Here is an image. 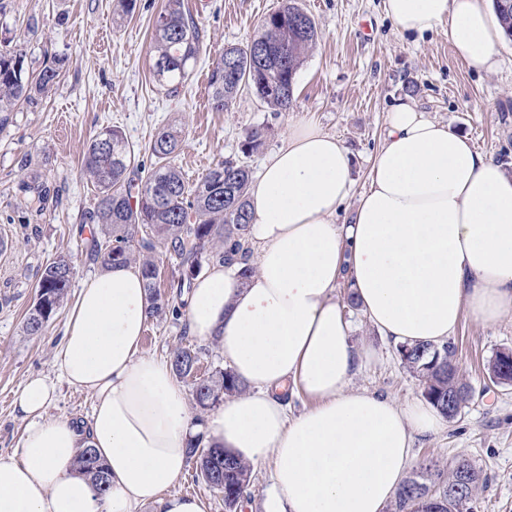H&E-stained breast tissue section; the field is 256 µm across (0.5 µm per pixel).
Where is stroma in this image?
<instances>
[{
	"label": "stroma",
	"instance_id": "35a3bbf8",
	"mask_svg": "<svg viewBox=\"0 0 512 512\" xmlns=\"http://www.w3.org/2000/svg\"><path fill=\"white\" fill-rule=\"evenodd\" d=\"M283 2L187 0L200 29V52L188 79L170 95L156 82L151 59L155 21L166 0H137L127 17L119 0H0V45L19 46L27 70L41 69L49 53L69 61L59 83L13 112L0 131L1 452L13 451L25 428L13 410L16 391L30 376L54 377L53 353L67 305L83 281L102 269L87 255L91 236L101 228L82 225L96 201L82 173L84 155L102 128H118L145 161L144 147L156 129L177 126L184 142L174 164L193 186L227 158L246 159L252 172H259L295 125L314 123L336 135L352 155L354 194L340 209L343 220L368 182L370 160L398 100H409L428 118L462 132L478 150L512 162V37L498 47V66L490 72L459 61L445 30L400 33L382 0H297L314 20L318 41L297 71L292 108L275 111L245 90L228 110H214L208 86L213 62L225 47L257 37L265 17ZM263 126L268 129L263 145L243 157L246 135ZM30 176L51 189L45 207L19 189ZM58 258L74 266L67 304L40 334H27L24 322L41 272ZM348 294L347 287H339L336 300L357 341L378 354L355 374L350 390L401 404L421 399L422 388L403 367L396 346L360 308L348 304ZM451 342L471 393L439 432L416 437L412 462L431 459L445 470L466 457L490 478L472 512H512V386L494 383L487 374L495 354L512 349V316L485 326L463 314ZM190 344L199 352L202 375L223 368L217 341H193L184 319L170 315L149 319L142 351L166 360L176 346Z\"/></svg>",
	"mask_w": 512,
	"mask_h": 512
}]
</instances>
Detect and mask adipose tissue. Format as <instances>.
Wrapping results in <instances>:
<instances>
[{"instance_id": "obj_1", "label": "adipose tissue", "mask_w": 512, "mask_h": 512, "mask_svg": "<svg viewBox=\"0 0 512 512\" xmlns=\"http://www.w3.org/2000/svg\"><path fill=\"white\" fill-rule=\"evenodd\" d=\"M399 32L446 27L458 58L497 66L502 30L487 0H383ZM349 150L303 122L269 155L252 188L257 268L215 266L199 277L185 320L217 340L248 391L211 413L205 440L256 464L272 460L265 512H386L414 439L443 423L429 403L406 405L348 384L370 359L336 301L348 282L379 333L401 344L444 343L463 313L492 325L512 315V174L449 125L407 102L393 106L369 183L345 222ZM149 303L138 268L88 278L54 353L55 378L34 376L14 404L27 425L0 454V512H206L172 493L189 462V399L167 363L144 355ZM88 394L87 424L49 418L59 385ZM313 407L289 418L287 391ZM96 448L101 492L74 467Z\"/></svg>"}]
</instances>
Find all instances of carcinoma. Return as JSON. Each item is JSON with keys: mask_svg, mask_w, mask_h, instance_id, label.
Listing matches in <instances>:
<instances>
[{"mask_svg": "<svg viewBox=\"0 0 512 512\" xmlns=\"http://www.w3.org/2000/svg\"><path fill=\"white\" fill-rule=\"evenodd\" d=\"M507 35L512 36V0H494ZM317 30L312 18L287 0L265 18L262 32L242 47H227L213 63L209 75L212 107L224 111L241 89L249 88L261 101L278 112H286L293 101L295 75L305 55L316 45ZM200 51L198 25L184 0H167L155 24L153 72L160 86L175 92L190 74L191 64ZM68 67L65 57H47L42 69L26 71L20 49H0V129L8 125L11 112L34 96L48 92ZM265 131H250L242 145L249 155L263 142ZM182 148L179 131L159 129L145 147L154 159L145 170L137 153L122 132L105 127L90 140L84 158V172L97 188L95 207L85 215L87 224H105L107 236L92 237L90 255L102 265L135 264L142 270L148 294L149 313L161 317L168 312L182 314L183 299L202 262L240 265L242 278L255 272L250 263L247 231L253 215L249 191L252 171L241 161L224 160L211 169L194 187L186 185L181 171L171 163ZM20 190L44 205L50 189L36 180L20 183ZM176 263L180 276L169 283L170 293L160 291L157 249ZM72 266L58 259L45 266L37 284L36 300L26 318L29 335L41 333L67 295ZM403 366L420 381L422 395L443 415L448 416V393L467 384L453 362V346L430 343L398 347ZM198 352L179 346L170 353L176 376L192 379L195 407L208 410L226 396L241 394L246 385L230 370L206 378L194 376ZM189 457L196 461L200 475L211 480L218 471L223 478L225 497L240 500L250 485V465L217 447L205 448L200 439L189 441ZM76 470L90 478L103 492L109 489L105 467L95 449H81ZM487 479L465 458L443 472L435 464L424 465L400 486L394 512H424L423 496L432 487L460 489L438 505L440 512H463L477 499Z\"/></svg>", "mask_w": 512, "mask_h": 512, "instance_id": "cac0c4a2", "label": "carcinoma"}]
</instances>
